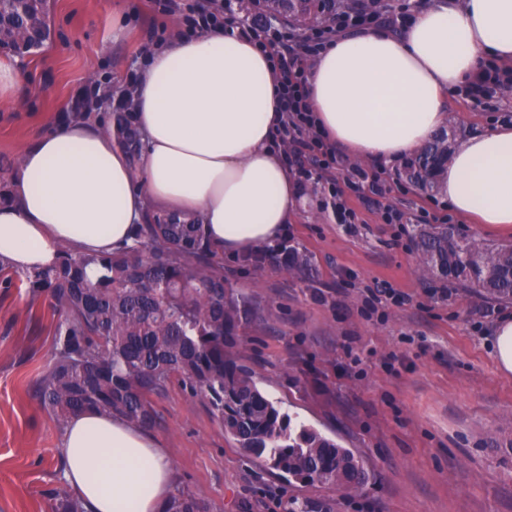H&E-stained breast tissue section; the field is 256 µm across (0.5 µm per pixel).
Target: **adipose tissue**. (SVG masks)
Listing matches in <instances>:
<instances>
[{
  "mask_svg": "<svg viewBox=\"0 0 512 512\" xmlns=\"http://www.w3.org/2000/svg\"><path fill=\"white\" fill-rule=\"evenodd\" d=\"M488 59L512 63V0H429L402 27L336 34L306 70L315 125L353 159L391 165L447 126L449 91ZM132 99L138 165L92 114L33 133L0 202V258L15 270L54 266L64 248L118 251L152 211L199 220L219 253L295 220L300 182L273 141L279 75L241 30L153 46ZM444 194L460 216L512 224V125L462 140ZM58 455L85 512H162L173 490L168 449L116 416H72Z\"/></svg>",
  "mask_w": 512,
  "mask_h": 512,
  "instance_id": "adipose-tissue-1",
  "label": "adipose tissue"
}]
</instances>
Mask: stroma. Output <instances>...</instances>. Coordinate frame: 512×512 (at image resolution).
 Segmentation results:
<instances>
[{
    "label": "stroma",
    "mask_w": 512,
    "mask_h": 512,
    "mask_svg": "<svg viewBox=\"0 0 512 512\" xmlns=\"http://www.w3.org/2000/svg\"><path fill=\"white\" fill-rule=\"evenodd\" d=\"M51 35L22 57L21 109H0V184L34 129L75 113L85 87L124 92L175 17L152 0H49ZM456 138L512 125V93L474 103L448 99ZM380 204L346 190L352 223L336 218L323 183H302L300 213L283 232L311 259L301 277L278 261L240 262L223 254L224 279L256 314L235 352L260 389L294 422L352 449L372 471L353 490L299 483L248 457L224 434L206 403L181 382L153 397L152 433L168 448L176 488L211 512H512V376L494 357L492 328L512 303L418 273L413 237L424 215L443 216L444 196L400 176ZM403 221L385 223L386 208ZM399 296L372 316L361 312L366 286ZM53 313L45 298L0 287V512H52L67 493L58 456L63 422L43 409L39 382L54 362Z\"/></svg>",
    "instance_id": "stroma-1"
}]
</instances>
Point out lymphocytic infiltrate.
Segmentation results:
<instances>
[{"label": "lymphocytic infiltrate", "instance_id": "obj_1", "mask_svg": "<svg viewBox=\"0 0 512 512\" xmlns=\"http://www.w3.org/2000/svg\"><path fill=\"white\" fill-rule=\"evenodd\" d=\"M161 13H179L183 25L194 34H204L212 29L238 26L234 15L235 0H154ZM411 16L408 0H403L397 10L367 11L359 7L337 10L332 19L323 21L310 33L293 34L287 25H272L256 20L242 27L263 47L269 48L280 73V101L285 118L274 136L277 145L286 149L285 159L295 166L298 176L307 178L318 174L330 187L331 197L342 196L336 185L335 170L342 158L337 147L328 144L310 113L305 94L307 62L314 59L336 33L375 28L381 25L398 27ZM311 160V167H304V160Z\"/></svg>", "mask_w": 512, "mask_h": 512}]
</instances>
